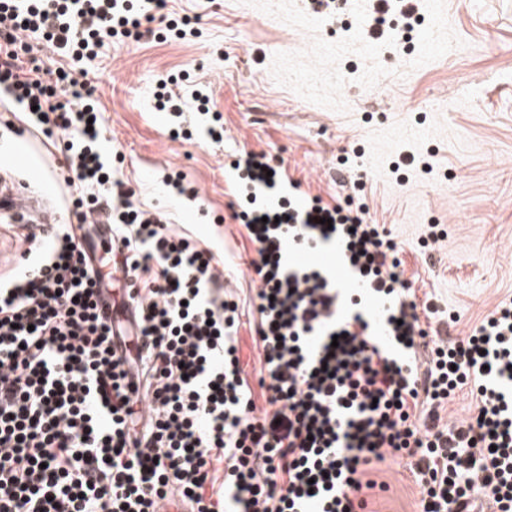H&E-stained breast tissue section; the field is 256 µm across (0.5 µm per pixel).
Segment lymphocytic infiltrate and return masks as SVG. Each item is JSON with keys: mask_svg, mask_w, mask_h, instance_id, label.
Returning a JSON list of instances; mask_svg holds the SVG:
<instances>
[{"mask_svg": "<svg viewBox=\"0 0 512 512\" xmlns=\"http://www.w3.org/2000/svg\"><path fill=\"white\" fill-rule=\"evenodd\" d=\"M167 0H0V93L60 150L74 193L53 243L24 236L0 279V512H366L374 465L408 459L422 512H512V298L460 339L418 307L402 248L366 206L320 197L245 208L262 367L239 357L224 262L132 201L108 159L87 71L39 64L31 38L76 61L152 34ZM106 225L105 255L79 225ZM337 241L343 291L290 252ZM374 301L382 320L366 310ZM265 408H257L254 388ZM468 416L441 412L459 392Z\"/></svg>", "mask_w": 512, "mask_h": 512, "instance_id": "f902f5d3", "label": "lymphocytic infiltrate"}]
</instances>
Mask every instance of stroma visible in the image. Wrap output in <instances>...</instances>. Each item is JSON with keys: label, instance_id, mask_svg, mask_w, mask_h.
<instances>
[{"label": "stroma", "instance_id": "35a3bbf8", "mask_svg": "<svg viewBox=\"0 0 512 512\" xmlns=\"http://www.w3.org/2000/svg\"><path fill=\"white\" fill-rule=\"evenodd\" d=\"M372 0H347L338 21L307 0H167L168 13L197 18V35L112 46L91 62L95 97L119 177L134 202L171 215L175 231L223 254L242 311L240 358L257 380L259 352L248 326L254 248L232 220L226 163L244 153L281 161L302 194L324 203L361 198L368 221L386 225L404 249L417 303L460 317L456 333L512 297V0H418L421 24L410 43H374L361 25ZM463 43L456 55L449 43ZM188 73L173 91L206 90L222 115L223 139L188 109L176 119L156 107L161 79ZM0 115V176L14 171L39 192L59 189L45 164L54 148L24 136ZM32 146L35 171L14 169ZM199 191L175 196L167 175ZM448 237L431 260L417 253L429 225ZM369 479V512H420L407 461L386 460Z\"/></svg>", "mask_w": 512, "mask_h": 512}]
</instances>
